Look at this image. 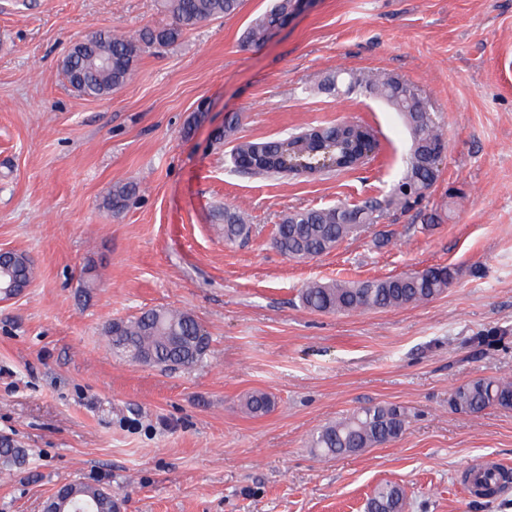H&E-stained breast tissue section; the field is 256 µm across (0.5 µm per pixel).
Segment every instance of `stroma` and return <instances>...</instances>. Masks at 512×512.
I'll return each instance as SVG.
<instances>
[{"mask_svg": "<svg viewBox=\"0 0 512 512\" xmlns=\"http://www.w3.org/2000/svg\"><path fill=\"white\" fill-rule=\"evenodd\" d=\"M269 5L243 0L93 99L64 76L66 47L167 25L162 0H0V251L35 266L0 300V440L28 454L0 469V512H43L77 481L110 490L120 512H365L385 482L404 488V512H512V489L489 502L462 480L512 469V409L448 403L470 380L512 378V0H314L244 46ZM339 67L413 86L447 153L418 211L291 260L271 246L286 213L383 197L409 147L382 102L321 90ZM234 115L233 138L216 141ZM337 122L374 128L367 164L309 178L232 170L235 142ZM128 181L138 193L112 213L105 199ZM227 207L244 210L249 241L225 243ZM431 212L439 222L423 228ZM429 266L457 277L417 306L318 313L299 300L313 280ZM160 307L201 324L203 362L163 371L113 353L112 321ZM257 390L276 400L261 417L242 406ZM390 404L410 414L395 441L311 452L322 426Z\"/></svg>", "mask_w": 512, "mask_h": 512, "instance_id": "stroma-1", "label": "stroma"}]
</instances>
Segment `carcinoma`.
<instances>
[{
    "label": "carcinoma",
    "mask_w": 512,
    "mask_h": 512,
    "mask_svg": "<svg viewBox=\"0 0 512 512\" xmlns=\"http://www.w3.org/2000/svg\"><path fill=\"white\" fill-rule=\"evenodd\" d=\"M242 0H163L171 17L163 28L145 27L138 36L127 37L109 30L96 31L76 41L62 61L71 86L82 96L102 98L123 86L135 63L153 48L169 46L184 32L199 24L236 14ZM294 0H274L271 8L255 17L244 33L248 46H260L294 15ZM322 89L367 93L400 113L409 130L411 146L397 184L383 199L361 204L300 209L288 213L275 227L272 246L294 260L312 259L335 249L368 224H377L391 210L408 211L418 205L435 185L439 166L434 157L444 132L428 110L426 101L407 83L382 72L339 70L328 75ZM375 139L373 130L347 122L318 125L304 136L294 132L274 140L240 141L232 150L234 171L281 176L314 175L318 171H345L364 160V138ZM137 192L133 182L117 183L106 199L108 208L123 209ZM224 240L249 237L251 228L239 211L224 209ZM14 287L30 284L34 265L25 255L11 253L4 260ZM448 266H432L401 275L350 282L312 281L300 290L303 306L314 312L350 313L372 309L403 308L430 301L443 294L454 280ZM112 346L134 363L154 367H186L208 354L210 338L190 314L168 308H153L108 327ZM273 406L269 394L254 391L244 398V407L254 415L268 413ZM450 406L470 414L490 407L512 408V380L479 378L456 387ZM408 415L397 405L362 407L351 415L318 429L311 450L324 456L355 454L397 439ZM25 460L23 449L10 441L0 443V468L8 469ZM403 490L382 484L368 500L367 512H402ZM61 512H114L112 493L83 482L65 486V498L57 502Z\"/></svg>",
    "instance_id": "carcinoma-1"
}]
</instances>
